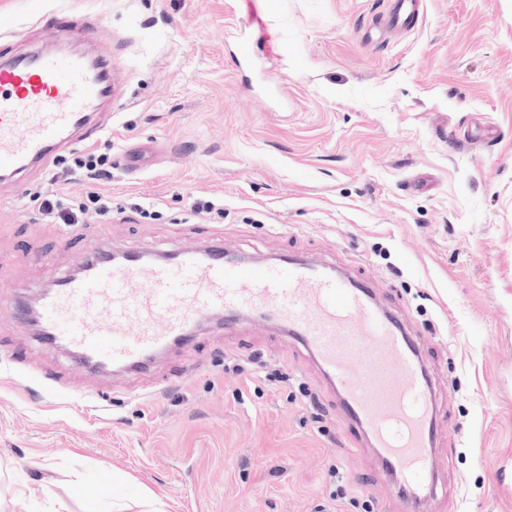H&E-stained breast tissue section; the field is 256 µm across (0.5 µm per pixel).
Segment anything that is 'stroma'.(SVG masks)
I'll list each match as a JSON object with an SVG mask.
<instances>
[{
    "label": "stroma",
    "mask_w": 512,
    "mask_h": 512,
    "mask_svg": "<svg viewBox=\"0 0 512 512\" xmlns=\"http://www.w3.org/2000/svg\"><path fill=\"white\" fill-rule=\"evenodd\" d=\"M386 3L262 0V33L240 0H43L98 21L87 46L112 60L111 129L53 165L108 156L110 179L56 189L111 209L59 224L30 205L47 172L0 181V512H402L316 365L263 319L99 373L18 319L93 251L216 233L249 260L371 277L436 374L448 493L424 512H512V0H422L410 31L368 42ZM31 10L0 0L1 51L65 42Z\"/></svg>",
    "instance_id": "obj_1"
}]
</instances>
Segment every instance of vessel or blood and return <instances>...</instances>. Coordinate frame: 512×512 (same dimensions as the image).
Returning a JSON list of instances; mask_svg holds the SVG:
<instances>
[{
    "instance_id": "obj_1",
    "label": "vessel or blood",
    "mask_w": 512,
    "mask_h": 512,
    "mask_svg": "<svg viewBox=\"0 0 512 512\" xmlns=\"http://www.w3.org/2000/svg\"><path fill=\"white\" fill-rule=\"evenodd\" d=\"M418 0H389L386 24L415 25ZM111 60L35 51L0 55V178L47 167L57 153L97 139L111 124L94 119L112 94ZM86 271L57 279L42 295L46 340L84 368H142L210 317L255 314L279 326L317 365L357 439L375 450L404 512H421L445 488L439 415L418 342L378 304L371 281L289 257L249 263L222 247L184 249L158 260L137 251L115 260L102 251ZM144 286L129 292L132 279Z\"/></svg>"
}]
</instances>
